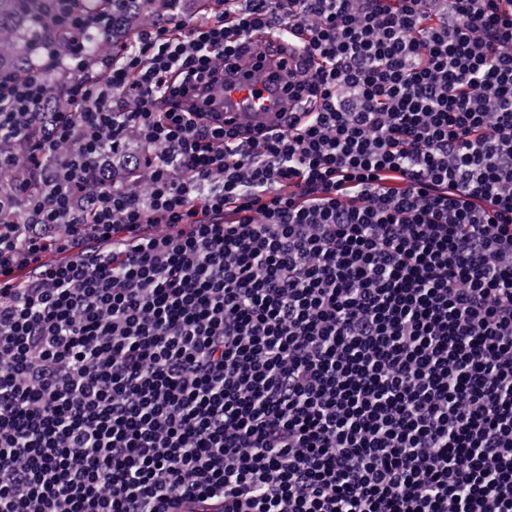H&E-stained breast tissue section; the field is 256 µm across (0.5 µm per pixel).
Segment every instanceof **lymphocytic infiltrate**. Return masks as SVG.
Returning <instances> with one entry per match:
<instances>
[{
    "label": "lymphocytic infiltrate",
    "instance_id": "1",
    "mask_svg": "<svg viewBox=\"0 0 512 512\" xmlns=\"http://www.w3.org/2000/svg\"><path fill=\"white\" fill-rule=\"evenodd\" d=\"M426 2L173 15L66 111L0 72V512H512V0ZM259 44L284 129L183 108Z\"/></svg>",
    "mask_w": 512,
    "mask_h": 512
}]
</instances>
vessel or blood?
<instances>
[{
  "mask_svg": "<svg viewBox=\"0 0 512 512\" xmlns=\"http://www.w3.org/2000/svg\"><path fill=\"white\" fill-rule=\"evenodd\" d=\"M288 78L269 64L227 62L224 82L214 87L212 96L231 118L244 120L254 131L270 132L287 124L289 108L285 90Z\"/></svg>",
  "mask_w": 512,
  "mask_h": 512,
  "instance_id": "vessel-or-blood-1",
  "label": "vessel or blood"
}]
</instances>
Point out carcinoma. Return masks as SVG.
Here are the masks:
<instances>
[{
	"label": "carcinoma",
	"mask_w": 512,
	"mask_h": 512,
	"mask_svg": "<svg viewBox=\"0 0 512 512\" xmlns=\"http://www.w3.org/2000/svg\"><path fill=\"white\" fill-rule=\"evenodd\" d=\"M92 5L91 12L109 19L112 37L96 36L85 44L82 54L91 66L131 41L144 25L166 17L169 0H73ZM60 4V0H0V70L24 72L36 59L38 46L47 43L63 59L74 50L70 34L59 29L45 31L41 23ZM63 80L49 84V111H62L65 101L63 86L71 79L69 70L61 71Z\"/></svg>",
	"instance_id": "obj_1"
}]
</instances>
